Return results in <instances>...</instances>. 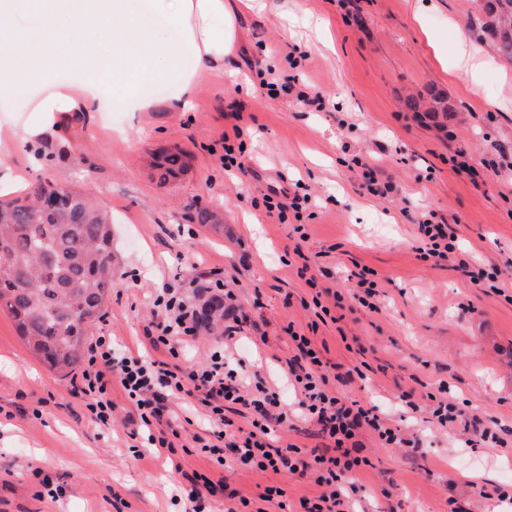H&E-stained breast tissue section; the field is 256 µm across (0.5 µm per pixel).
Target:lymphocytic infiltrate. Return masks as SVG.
Segmentation results:
<instances>
[{
    "label": "lymphocytic infiltrate",
    "instance_id": "1",
    "mask_svg": "<svg viewBox=\"0 0 512 512\" xmlns=\"http://www.w3.org/2000/svg\"><path fill=\"white\" fill-rule=\"evenodd\" d=\"M417 231L424 259L438 263L453 257L455 235L449 225L426 219L418 222ZM155 305L164 311L165 320L151 342L167 346L171 356L177 355L179 348L189 346L197 336V313L175 288L163 289ZM237 332V326H225L222 342L207 361L189 369L170 360L127 353L111 337H96L73 389L85 397L92 420L102 424L111 420L115 409L113 388L121 389L131 406L126 419L130 438L147 441L171 463L174 472L180 473L187 483L190 512H205L206 499L219 493L227 503L225 512H242L250 504L247 497L230 488L226 476L189 473L176 461L186 427L173 410L172 400L197 395L208 409L209 424L208 438L201 444L199 455L236 471L308 476L322 488L320 494L300 497L290 508L281 487H264L258 498L266 503V512H354L345 480L368 463L362 436L370 433L380 444L396 445L400 438L395 429L375 408L342 399L331 388L330 379L338 365L324 357L317 344V322L303 327L288 324L292 355L281 386L269 384L261 371L246 374L238 370L228 352ZM286 385L301 393L302 415L320 424L327 441L321 452L304 455L299 446L276 435V427L289 420L281 399ZM240 408L249 417L244 428L230 418L231 412Z\"/></svg>",
    "mask_w": 512,
    "mask_h": 512
}]
</instances>
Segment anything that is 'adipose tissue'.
Wrapping results in <instances>:
<instances>
[{
  "label": "adipose tissue",
  "instance_id": "1",
  "mask_svg": "<svg viewBox=\"0 0 512 512\" xmlns=\"http://www.w3.org/2000/svg\"><path fill=\"white\" fill-rule=\"evenodd\" d=\"M252 0H0V88L39 90L15 150L32 166L47 157L59 119L78 125L95 112L132 103L156 106L151 86L170 82L167 102L184 110L207 80L235 54L239 21ZM195 65L180 71L184 56Z\"/></svg>",
  "mask_w": 512,
  "mask_h": 512
}]
</instances>
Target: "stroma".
Returning <instances> with one entry per match:
<instances>
[{"instance_id":"obj_1","label":"stroma","mask_w":512,"mask_h":512,"mask_svg":"<svg viewBox=\"0 0 512 512\" xmlns=\"http://www.w3.org/2000/svg\"><path fill=\"white\" fill-rule=\"evenodd\" d=\"M240 24L239 49L223 79L197 91L188 111L99 112L79 155L60 151L30 171L11 146L0 148V174L21 186L10 200L48 181L92 195L112 214L114 272L105 314L88 339L113 337L129 353L167 358L147 334L164 315L154 300L183 289L204 307L209 287L232 288L240 321L238 358L281 381L288 322L314 318L317 288L336 290L340 322L320 326L331 361L369 367L366 383L344 395L386 414L421 456L363 435L369 468L355 480L358 512H486L469 475L512 494V61L500 58L482 32L478 0H262ZM481 83L449 74L427 38L455 55L457 31ZM297 58L303 83L322 92L323 111L294 94L267 95L268 73L288 76ZM445 94L450 118H431V91ZM422 108L410 111L407 98ZM500 108L491 109L486 99ZM242 124L245 171L224 169V140ZM189 155L187 171L163 182L153 166L164 149ZM374 158L390 198L360 188L354 157ZM301 183L311 203L299 242L291 225L267 217L258 201ZM224 210L222 227L190 222L198 208ZM434 214L457 230L473 268L497 271L498 288L473 287L453 262L420 260L415 223ZM301 254H294V247ZM330 277L309 287L302 262ZM375 273L376 310L353 299V273ZM72 378L51 372L0 310V512H185L179 477L152 449L133 447L124 422L127 402L105 425L92 422ZM446 384L482 426L503 433L493 448L466 445L460 427L441 428L412 412L401 396ZM233 488L256 497L283 487L289 500L313 496L312 478L244 473Z\"/></svg>"}]
</instances>
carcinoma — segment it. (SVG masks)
Wrapping results in <instances>:
<instances>
[{"instance_id": "obj_1", "label": "carcinoma", "mask_w": 512, "mask_h": 512, "mask_svg": "<svg viewBox=\"0 0 512 512\" xmlns=\"http://www.w3.org/2000/svg\"><path fill=\"white\" fill-rule=\"evenodd\" d=\"M484 38L512 61V0H482ZM188 166L180 149L165 151L161 177ZM58 186L39 184L22 200L0 202V309L29 348L63 375L82 361L87 328L102 317L112 288V221L89 196L70 190L48 211L41 198Z\"/></svg>"}]
</instances>
